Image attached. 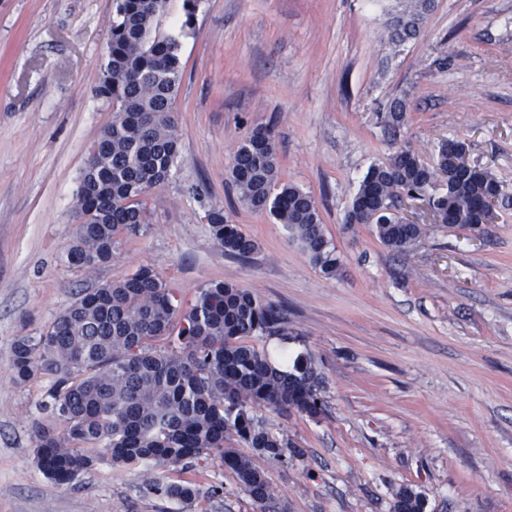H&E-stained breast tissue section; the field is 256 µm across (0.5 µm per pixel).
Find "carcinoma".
<instances>
[{
    "label": "carcinoma",
    "instance_id": "cac0c4a2",
    "mask_svg": "<svg viewBox=\"0 0 512 512\" xmlns=\"http://www.w3.org/2000/svg\"><path fill=\"white\" fill-rule=\"evenodd\" d=\"M106 62L97 92L114 105L112 122L92 144L74 197L75 238L67 267L89 274L110 262L121 239L153 224L147 197L170 176L178 155L172 116L181 79L178 34L161 25L169 0H114ZM434 0H401L389 42L414 38ZM406 120L394 102L387 122ZM231 176L249 208L287 227L311 263L328 278L340 259L326 237L318 205L301 188L280 182V161L271 134L255 133L238 146ZM427 195L443 223H488L492 209L512 196L470 160L467 145L442 139L426 162L400 148L372 165L352 197L348 224H368L387 248L403 252L420 242L421 224H403L396 204L403 195ZM216 248L247 258L257 241L219 210L207 214ZM292 334L282 309L233 283H209L186 306L179 289L148 266L117 281L77 293L36 336L12 347L17 385L47 377L40 406L50 423L32 424L37 469L59 486H70L103 460L132 471L145 492L186 508L224 495V484L202 489L167 481L162 467L193 469L200 463L231 470L257 503L275 492L251 456L229 446L238 439L274 458L288 445L252 413L255 406L317 417L325 410L324 376L310 354L277 365L246 342L255 336ZM394 512H423L420 496L396 493Z\"/></svg>",
    "mask_w": 512,
    "mask_h": 512
}]
</instances>
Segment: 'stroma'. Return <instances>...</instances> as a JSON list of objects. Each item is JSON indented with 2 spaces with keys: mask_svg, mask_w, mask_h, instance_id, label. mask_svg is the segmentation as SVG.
Listing matches in <instances>:
<instances>
[{
  "mask_svg": "<svg viewBox=\"0 0 512 512\" xmlns=\"http://www.w3.org/2000/svg\"><path fill=\"white\" fill-rule=\"evenodd\" d=\"M397 8L202 0L184 32L181 0H170L163 29L182 36L179 155L149 197L152 228L86 278L64 259L80 173L113 117L95 93L113 0H0V512H182L108 461L70 487L45 478L31 424L49 381L11 380L15 339L42 331L81 289L143 265L187 302L212 282L249 289L293 329L254 345L318 362L322 415L254 410L289 443L284 457H253L277 512H392L402 487L424 512H512V208L476 227L428 225L403 253L344 221L370 165L401 145L430 159L443 138L466 141L512 195V0H435L419 34L394 46ZM397 98L407 121L394 131L382 116ZM256 128L275 137L282 182L318 204L336 278L240 200L233 157ZM213 208L256 239V253L216 249ZM183 477L223 483L204 512H261L231 471L200 465Z\"/></svg>",
  "mask_w": 512,
  "mask_h": 512,
  "instance_id": "stroma-1",
  "label": "stroma"
}]
</instances>
